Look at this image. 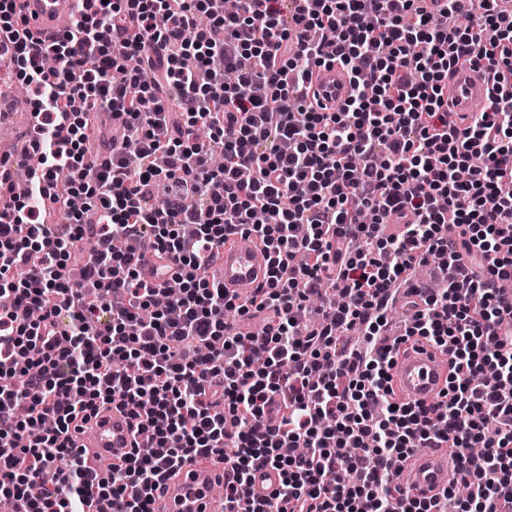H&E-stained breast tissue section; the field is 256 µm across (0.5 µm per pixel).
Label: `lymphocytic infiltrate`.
I'll return each instance as SVG.
<instances>
[{"label":"lymphocytic infiltrate","instance_id":"lymphocytic-infiltrate-1","mask_svg":"<svg viewBox=\"0 0 512 512\" xmlns=\"http://www.w3.org/2000/svg\"><path fill=\"white\" fill-rule=\"evenodd\" d=\"M15 2L0 0V62L27 90L40 163L19 193L0 157V498L154 512L177 468L219 455L226 505L270 466L280 500L248 512H389L401 464L444 448L466 480L461 512H512V15L498 0H241L224 14L88 0L51 48ZM446 15L455 27L436 25ZM326 53L353 88L335 112L304 105ZM461 63L491 86L464 125L439 98ZM104 110L116 121L98 162ZM237 235L272 255L244 303L210 272ZM147 246L177 266L172 284L140 273ZM432 261L450 272L442 288L414 285ZM327 283L344 301L309 323ZM407 283L406 335L451 359L433 406L397 401L398 345L380 336ZM253 312L261 330L239 331ZM112 404L150 452L101 474L71 430ZM332 470L357 477L330 484Z\"/></svg>","mask_w":512,"mask_h":512}]
</instances>
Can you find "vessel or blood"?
<instances>
[{"label": "vessel or blood", "mask_w": 512, "mask_h": 512, "mask_svg": "<svg viewBox=\"0 0 512 512\" xmlns=\"http://www.w3.org/2000/svg\"><path fill=\"white\" fill-rule=\"evenodd\" d=\"M25 28L33 40L49 44L63 33L66 23L83 7L82 0H21ZM350 80L347 72L329 61L316 69L310 89L314 106L333 112L348 99ZM490 95V86L482 74L462 67L449 76L442 102L449 111L464 116L482 111ZM269 257L259 241L238 236L226 243L214 265L217 279L230 294L245 299L263 286ZM449 356L440 354L422 340H408L399 349L391 370L392 386L401 401L434 404L446 386ZM145 434L135 432L127 411L118 407L101 410L83 432L77 444L88 451L90 466L99 461L118 460L133 448L143 446ZM456 464L447 453L426 449L414 453L404 464L407 480L399 482L401 496L436 498L442 495L447 480L453 479ZM224 481V462L217 457H200L184 464L157 493L155 512H227L215 489ZM281 477L276 469L261 467L254 471L246 488L249 501L276 504Z\"/></svg>", "instance_id": "obj_1"}]
</instances>
